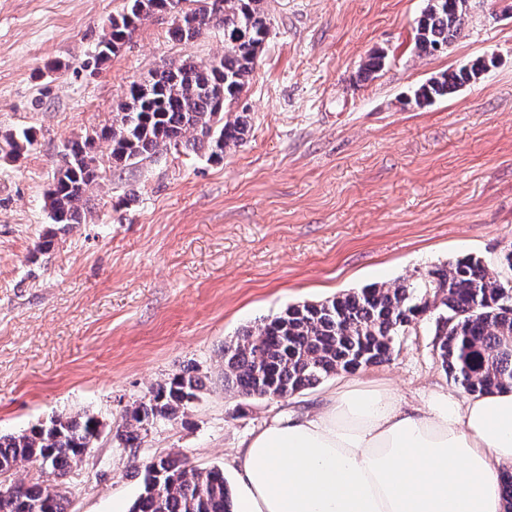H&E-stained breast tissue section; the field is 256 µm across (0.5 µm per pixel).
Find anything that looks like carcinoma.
Instances as JSON below:
<instances>
[{"label":"carcinoma","mask_w":512,"mask_h":512,"mask_svg":"<svg viewBox=\"0 0 512 512\" xmlns=\"http://www.w3.org/2000/svg\"><path fill=\"white\" fill-rule=\"evenodd\" d=\"M125 0L109 19L84 67H97L116 54L153 18L170 19L172 39L189 43L210 27L224 30V51L204 62L165 65L145 77L150 92L131 82L112 113V124L68 142L52 185L44 196L52 223L67 229L88 214V194L106 180L98 157L108 144L112 162L137 166L168 152L203 150L221 161L244 139L246 119L228 117L244 92L269 35L262 0ZM469 0H427L416 21L418 55L448 47L460 34ZM474 72L460 67L430 78L414 93L430 104L467 84ZM35 142L32 130L0 131V158L17 162ZM503 270L493 271L475 256L431 266L402 278L343 293L331 300L287 307L254 329L224 342V388L244 396L282 398L319 385L338 372L354 373L388 359L396 339L429 316L435 317L441 367L468 393L512 384V251ZM201 379L185 369L151 386L126 409L115 439L138 448L154 425L184 415L198 396ZM95 415H58L20 434L0 435V512H68L59 480L81 464L101 435ZM34 476L18 483V466ZM130 512H235V503L216 468L187 465L159 456L143 464V489Z\"/></svg>","instance_id":"obj_1"}]
</instances>
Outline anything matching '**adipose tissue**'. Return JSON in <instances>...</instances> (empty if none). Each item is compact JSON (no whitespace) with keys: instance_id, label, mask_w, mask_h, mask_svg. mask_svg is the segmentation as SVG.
Segmentation results:
<instances>
[{"instance_id":"ef3b65f1","label":"adipose tissue","mask_w":512,"mask_h":512,"mask_svg":"<svg viewBox=\"0 0 512 512\" xmlns=\"http://www.w3.org/2000/svg\"><path fill=\"white\" fill-rule=\"evenodd\" d=\"M232 463L236 512H506L512 387L408 408L349 379L251 432Z\"/></svg>"}]
</instances>
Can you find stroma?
<instances>
[{
	"label": "stroma",
	"instance_id": "obj_1",
	"mask_svg": "<svg viewBox=\"0 0 512 512\" xmlns=\"http://www.w3.org/2000/svg\"><path fill=\"white\" fill-rule=\"evenodd\" d=\"M469 3L461 35L420 57L426 0H264L270 34L233 106L243 143L218 163L191 152L114 169L87 222L63 231L44 194L67 141L111 124L128 82L222 53L224 33L179 43L153 19L93 69L84 62L124 0H0V130L36 133L24 158L0 160V433L65 414L103 421L62 485L68 512H129L155 456L234 484L241 440L347 378L244 398L224 388L225 339L459 257L498 269L512 250V0ZM377 53L384 68L365 76ZM487 54L497 64L478 82L415 104L430 77ZM187 368L202 379L188 414L119 447L124 410ZM356 377L391 383L410 406L442 387L465 396L430 319Z\"/></svg>",
	"mask_w": 512,
	"mask_h": 512
}]
</instances>
